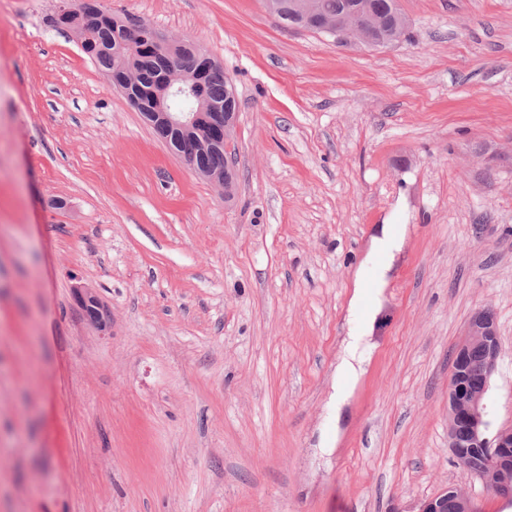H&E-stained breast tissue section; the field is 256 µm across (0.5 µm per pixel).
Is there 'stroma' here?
<instances>
[{
	"label": "stroma",
	"instance_id": "stroma-1",
	"mask_svg": "<svg viewBox=\"0 0 512 512\" xmlns=\"http://www.w3.org/2000/svg\"><path fill=\"white\" fill-rule=\"evenodd\" d=\"M93 2L223 66L235 179L158 140L59 0H0V512H418L453 486L512 512L448 448L481 308L512 426V0H399L410 38L378 49L262 0ZM384 223L406 245L340 403ZM359 341V337H354L352 342H349L346 351L347 355L343 357L342 361L338 364L337 373L340 377H343L350 383H355L360 375L361 366L358 362V366L354 364L355 351Z\"/></svg>",
	"mask_w": 512,
	"mask_h": 512
}]
</instances>
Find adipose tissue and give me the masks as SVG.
Masks as SVG:
<instances>
[{"label":"adipose tissue","instance_id":"1","mask_svg":"<svg viewBox=\"0 0 512 512\" xmlns=\"http://www.w3.org/2000/svg\"><path fill=\"white\" fill-rule=\"evenodd\" d=\"M406 232L403 224L378 226L369 239L365 259L353 273L349 312L362 315L365 326H372L381 311L384 290L405 246Z\"/></svg>","mask_w":512,"mask_h":512}]
</instances>
